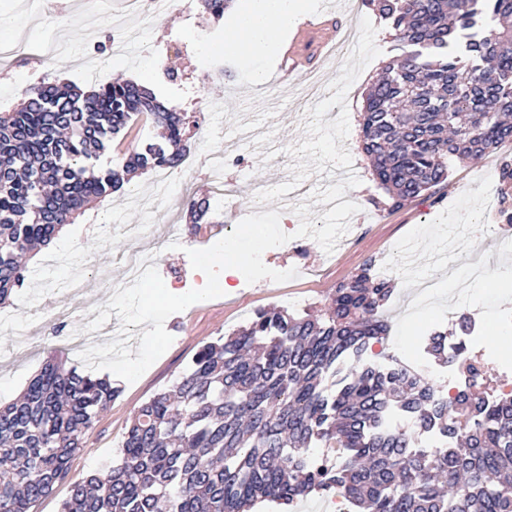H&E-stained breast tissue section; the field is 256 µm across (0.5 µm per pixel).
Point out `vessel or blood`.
Returning <instances> with one entry per match:
<instances>
[{"label":"vessel or blood","instance_id":"b4317fda","mask_svg":"<svg viewBox=\"0 0 512 512\" xmlns=\"http://www.w3.org/2000/svg\"><path fill=\"white\" fill-rule=\"evenodd\" d=\"M342 35L341 24L332 18L303 25L285 48L281 63L283 79L294 81L308 76L322 53L334 49Z\"/></svg>","mask_w":512,"mask_h":512}]
</instances>
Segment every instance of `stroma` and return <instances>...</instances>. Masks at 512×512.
<instances>
[{"instance_id":"35a3bbf8","label":"stroma","mask_w":512,"mask_h":512,"mask_svg":"<svg viewBox=\"0 0 512 512\" xmlns=\"http://www.w3.org/2000/svg\"><path fill=\"white\" fill-rule=\"evenodd\" d=\"M28 0H0V15L9 23L0 29V42L23 40L45 43L57 34V19L69 23L66 45L43 62L24 61L0 74V102L19 109L24 92L40 80L68 85H99L121 78L123 72L150 71L156 93L182 111L200 115V126L185 139L188 152L210 156L224 147L237 125L255 129L236 157L224 163L226 179L265 189L262 211L251 209L227 217L212 204L200 231L180 216L177 238L166 241L169 217L178 204L180 184L159 190L154 172L135 176L130 186L112 198L89 204L79 223L67 226L48 247L27 264L23 288L15 290L5 307L14 326H0V403L13 401L49 356L62 358L78 371L110 376L120 394L108 403L89 430L83 448L68 463V478L55 485L34 512H59L73 480L108 470L123 444L134 411L155 394L169 389L200 347L212 339L247 325L248 314L264 308L286 307V296L304 294L299 315L325 312L336 287L368 266L379 267L391 245L413 244L411 264L429 271L442 244L437 233L444 224L462 227L464 244L459 265L471 255L498 261L495 244L485 227L503 223L499 163L512 159V140L478 160L454 165L445 183L430 196L394 206L387 192L370 174L360 148V110L363 98L383 66L397 53L394 32L362 0H335L339 17L361 36L347 56L323 66L321 94L306 96L301 87L278 78L254 85L250 64L224 63L222 77L205 80L215 57L205 53V39H220L223 22L210 19L200 0L183 11L180 0L145 24L129 23L123 43L112 41V21L89 11L83 0H50L46 12L35 13ZM178 72L169 82L167 68ZM326 227L324 240L342 238L335 255H327L322 240L310 239L293 249L281 218ZM265 217L270 233L261 252L283 267L305 270L302 278H288L261 288H234L206 300L187 298L173 278L202 267L215 244L232 235L242 258L250 256L247 224ZM150 225L154 238L144 241L145 252L156 258L159 281L174 297L162 311L149 305L143 287L114 292L120 274L117 255L127 249L123 229ZM387 280L392 288L381 311L389 325L387 341L409 351L427 332H442L440 310L419 308L408 313L403 305L410 290L398 273ZM484 306L486 334L512 362V340L500 329L502 294L512 293V279L493 272L476 285ZM70 316L73 330L84 321L95 324V356L75 346L68 336H51L44 321L56 313ZM137 365L135 375L124 368Z\"/></svg>"}]
</instances>
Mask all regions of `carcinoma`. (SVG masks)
Segmentation results:
<instances>
[{
    "label": "carcinoma",
    "mask_w": 512,
    "mask_h": 512,
    "mask_svg": "<svg viewBox=\"0 0 512 512\" xmlns=\"http://www.w3.org/2000/svg\"><path fill=\"white\" fill-rule=\"evenodd\" d=\"M397 31L400 54L367 91L360 139L394 205L443 183L450 166L512 138V0H364ZM164 131L93 171V151L121 150L139 122ZM190 116L134 82L92 94L40 82L0 113V306L22 287L27 251L49 245L85 207L129 176L175 166ZM389 285L341 284L330 314L273 308L202 346L170 389L144 403L106 473L71 484L61 512H252L335 482L359 512H512V397L488 404L471 379L460 414L433 385L363 365L327 385L336 361L387 335ZM118 390L106 377L50 360L0 405V512H33L83 447ZM448 438L447 452L380 430L389 408ZM350 455L339 475L312 468L309 449ZM372 456L366 471L357 459Z\"/></svg>",
    "instance_id": "cac0c4a2"
}]
</instances>
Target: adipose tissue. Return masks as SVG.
Segmentation results:
<instances>
[{
	"mask_svg": "<svg viewBox=\"0 0 512 512\" xmlns=\"http://www.w3.org/2000/svg\"><path fill=\"white\" fill-rule=\"evenodd\" d=\"M312 8L313 0H237L218 50L231 58L273 60L285 36Z\"/></svg>",
	"mask_w": 512,
	"mask_h": 512,
	"instance_id": "ef3b65f1",
	"label": "adipose tissue"
}]
</instances>
